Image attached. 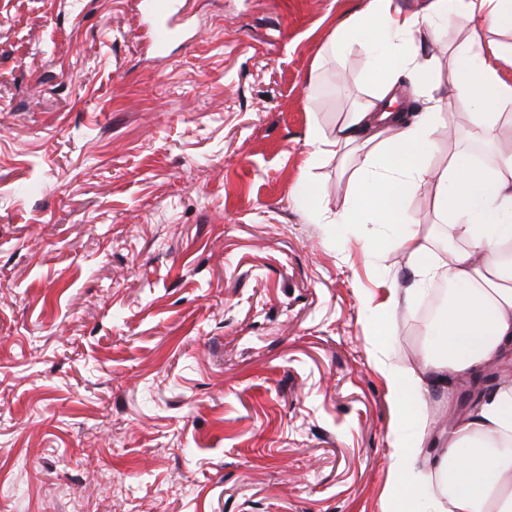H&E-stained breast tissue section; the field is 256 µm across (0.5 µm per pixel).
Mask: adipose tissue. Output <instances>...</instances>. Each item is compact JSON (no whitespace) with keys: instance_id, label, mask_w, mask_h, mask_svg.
Instances as JSON below:
<instances>
[{"instance_id":"obj_1","label":"adipose tissue","mask_w":512,"mask_h":512,"mask_svg":"<svg viewBox=\"0 0 512 512\" xmlns=\"http://www.w3.org/2000/svg\"><path fill=\"white\" fill-rule=\"evenodd\" d=\"M460 18L478 27L452 51L447 92L421 55L418 38L438 45L442 30ZM504 27L512 29V0H426L411 13L396 0H363L327 46L337 57L358 47L373 85L370 97L348 113L333 136H309L313 159L353 154L359 161L350 204L336 221L390 225L393 248L412 264L413 287L389 288L380 306L385 327H394L399 312L409 310L416 287L430 279L451 285L429 322L420 374L376 362L403 427L412 425L430 391L451 390L454 375L494 370L512 357V147L500 146L498 138L501 111L512 106V85L497 74L500 47L483 37ZM448 96L468 124L449 131L458 147L439 167L436 133ZM402 98H422L426 105L406 109L398 104ZM473 142L494 146L492 173L472 164L466 146ZM426 190L453 241L444 260L432 256L410 209ZM437 440L432 450L423 433L411 446L394 442L391 512H419L413 486L422 466L442 485L431 497L433 512H512V381L487 391Z\"/></svg>"}]
</instances>
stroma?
Segmentation results:
<instances>
[{"mask_svg": "<svg viewBox=\"0 0 512 512\" xmlns=\"http://www.w3.org/2000/svg\"><path fill=\"white\" fill-rule=\"evenodd\" d=\"M72 1L0 0V512H384L371 355L419 371L423 303L376 345L406 254L294 201L346 207L307 131L371 93L323 51L361 0H191L161 55L135 0ZM296 198L311 218H316L321 213L322 188L313 182L305 173L302 175L297 188Z\"/></svg>", "mask_w": 512, "mask_h": 512, "instance_id": "35a3bbf8", "label": "stroma"}]
</instances>
